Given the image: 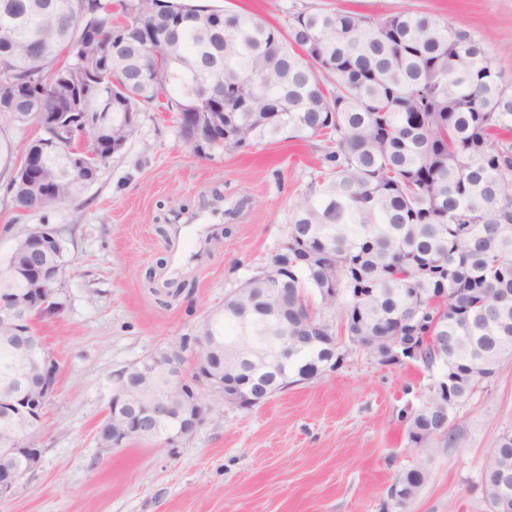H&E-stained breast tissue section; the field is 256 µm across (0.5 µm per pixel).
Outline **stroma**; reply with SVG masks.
<instances>
[{
    "label": "stroma",
    "instance_id": "35a3bbf8",
    "mask_svg": "<svg viewBox=\"0 0 512 512\" xmlns=\"http://www.w3.org/2000/svg\"><path fill=\"white\" fill-rule=\"evenodd\" d=\"M283 25L309 11L376 19L410 9L469 32L512 79V0H195ZM321 154V141L284 139L200 156L173 113L143 106L124 150L80 196L47 211H15L0 177V265L16 240L54 228L68 263L59 312L37 329L57 363L38 424L39 468L0 512H488L482 471L512 429V359L459 407L458 444L426 450L407 438L442 365H385L357 349L333 370L242 410L209 398L204 420L175 455L147 441L104 453L95 434L112 378L169 340L192 334L224 299L266 268ZM196 218L183 240L170 226ZM203 266L172 270L176 248ZM425 461L429 480L398 507L397 474Z\"/></svg>",
    "mask_w": 512,
    "mask_h": 512
}]
</instances>
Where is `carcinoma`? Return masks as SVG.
<instances>
[{
  "mask_svg": "<svg viewBox=\"0 0 512 512\" xmlns=\"http://www.w3.org/2000/svg\"><path fill=\"white\" fill-rule=\"evenodd\" d=\"M157 0H0V87L17 75L5 119L37 123L48 109L38 83L51 70L81 60L102 93L86 112L112 111V135L129 139L125 113L156 104L176 114L223 99L224 133L213 146L253 147L286 135L320 138L319 165L290 218L288 252L301 261L288 274V328L298 318L341 310L335 333L376 357L397 337L419 360L454 365L448 396L435 395L407 418L417 448L441 436L453 443L452 414L512 358V81L466 31L405 10L371 20L355 12L293 14L279 28L252 13L183 3L170 37L145 45ZM122 14V42L106 65L82 45L86 32L111 34ZM168 70L165 81L142 79L144 68ZM28 145L51 168L49 210L81 186L67 178V151ZM14 206L33 209L8 180ZM336 289V298L320 296ZM216 324L224 344L242 335L239 309H251L248 335L257 349L276 323L252 308L244 291L225 300ZM160 382L181 363L179 341L147 358ZM341 364L326 349L293 350L288 372L308 380ZM22 358L0 335V389L16 383ZM484 470L512 474V431L490 449ZM429 477L426 464L398 474L414 501Z\"/></svg>",
  "mask_w": 512,
  "mask_h": 512,
  "instance_id": "1",
  "label": "carcinoma"
}]
</instances>
